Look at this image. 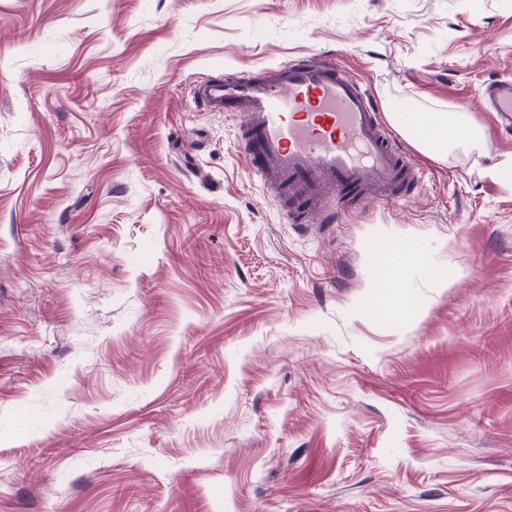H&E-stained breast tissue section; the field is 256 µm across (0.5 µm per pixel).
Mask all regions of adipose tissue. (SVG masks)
<instances>
[{
    "label": "adipose tissue",
    "instance_id": "obj_1",
    "mask_svg": "<svg viewBox=\"0 0 512 512\" xmlns=\"http://www.w3.org/2000/svg\"><path fill=\"white\" fill-rule=\"evenodd\" d=\"M391 123L409 137L424 153L443 157L449 149L479 142L483 133L478 126L460 123L456 116L447 112H431L427 115L425 130H418L417 115L413 112H394ZM374 262L375 276L370 283L371 309L374 316L387 321L392 309L404 300V277L416 268H428L432 279L440 287L452 285L453 280L435 267H429L428 258L421 244L414 241L386 242L379 239L368 248Z\"/></svg>",
    "mask_w": 512,
    "mask_h": 512
}]
</instances>
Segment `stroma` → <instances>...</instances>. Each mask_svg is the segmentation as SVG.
<instances>
[{
    "label": "stroma",
    "mask_w": 512,
    "mask_h": 512,
    "mask_svg": "<svg viewBox=\"0 0 512 512\" xmlns=\"http://www.w3.org/2000/svg\"><path fill=\"white\" fill-rule=\"evenodd\" d=\"M315 55L485 144L298 229L189 84ZM497 80L512 0H0V512H512ZM368 254L374 262L375 276L371 281V309L374 316L387 321L393 316L392 307L404 300V277L415 268H426L432 279L441 288L455 283V279L433 265L428 264L424 248L418 242L403 241L388 243L378 238L368 248Z\"/></svg>",
    "instance_id": "35a3bbf8"
}]
</instances>
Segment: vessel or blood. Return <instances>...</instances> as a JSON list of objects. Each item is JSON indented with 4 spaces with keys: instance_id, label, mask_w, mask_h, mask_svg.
Instances as JSON below:
<instances>
[{
    "instance_id": "1",
    "label": "vessel or blood",
    "mask_w": 512,
    "mask_h": 512,
    "mask_svg": "<svg viewBox=\"0 0 512 512\" xmlns=\"http://www.w3.org/2000/svg\"><path fill=\"white\" fill-rule=\"evenodd\" d=\"M192 97L204 111L240 117L237 142L249 170L289 223H322L335 204L354 211L407 201L422 177L373 92L331 61L315 56L267 74L208 76ZM485 104L512 127L511 82L490 84Z\"/></svg>"
}]
</instances>
